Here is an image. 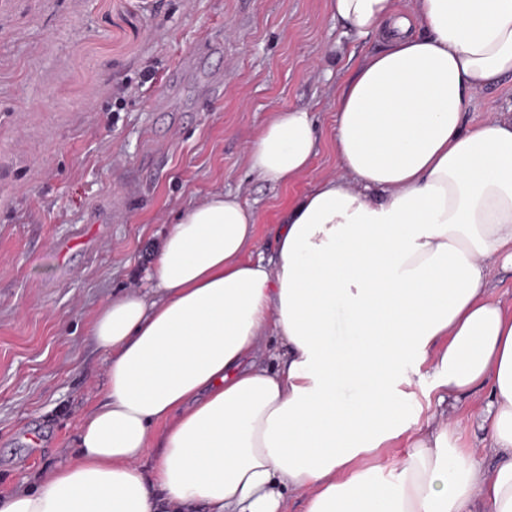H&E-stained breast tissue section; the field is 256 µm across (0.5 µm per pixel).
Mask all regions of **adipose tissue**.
<instances>
[{"instance_id": "ef3b65f1", "label": "adipose tissue", "mask_w": 512, "mask_h": 512, "mask_svg": "<svg viewBox=\"0 0 512 512\" xmlns=\"http://www.w3.org/2000/svg\"><path fill=\"white\" fill-rule=\"evenodd\" d=\"M329 9L385 43L336 100L342 176L288 207L268 260L249 255L257 219L236 196L179 215L148 290L91 320L105 400L76 456L0 490V512H283L300 490L306 512H512V309L486 291L489 262L512 268V113L465 122L475 93L512 77V0ZM315 147L308 110L275 112L249 170L291 183ZM273 338L276 370L261 360ZM411 355L444 395L488 387L491 468L460 447L456 421L417 428L399 370ZM409 432L412 454L381 479L379 451Z\"/></svg>"}]
</instances>
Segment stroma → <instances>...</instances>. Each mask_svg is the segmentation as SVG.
I'll use <instances>...</instances> for the list:
<instances>
[{
    "instance_id": "obj_1",
    "label": "stroma",
    "mask_w": 512,
    "mask_h": 512,
    "mask_svg": "<svg viewBox=\"0 0 512 512\" xmlns=\"http://www.w3.org/2000/svg\"><path fill=\"white\" fill-rule=\"evenodd\" d=\"M329 0H0V490L47 478L103 396L93 313L142 285L175 215L224 190L257 216L248 253L270 256L284 210L342 174L336 98L382 47L348 31ZM222 45L219 54L211 45ZM187 57L202 70L178 71ZM308 109L309 170L276 185L248 149L276 111ZM512 110V80L479 91L470 123ZM122 197L124 211L103 207ZM70 243L57 255L58 243ZM418 370L420 421L439 412ZM486 389L450 402L462 442L493 459Z\"/></svg>"
}]
</instances>
